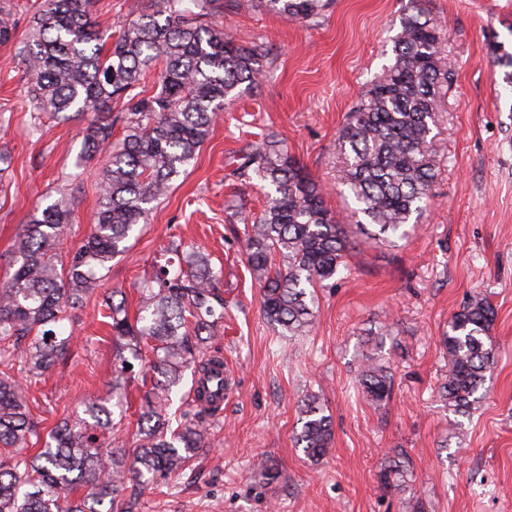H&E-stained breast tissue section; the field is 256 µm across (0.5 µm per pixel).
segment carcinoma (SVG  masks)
<instances>
[{
	"label": "carcinoma",
	"mask_w": 512,
	"mask_h": 512,
	"mask_svg": "<svg viewBox=\"0 0 512 512\" xmlns=\"http://www.w3.org/2000/svg\"><path fill=\"white\" fill-rule=\"evenodd\" d=\"M154 0L152 12L133 20L118 35L92 20L95 0H41L23 45L32 77L28 94L41 112L67 120L99 114L83 137L82 157L102 152L99 207L91 233L67 258L59 251L72 210L61 197L24 225L14 242L18 266L0 283V512H135L139 486L185 468L208 447L206 417L221 408L224 361L196 357L224 319L218 275L201 251L176 253L177 264L156 267L141 286L139 312L130 320L125 302H106L113 339L126 342L131 358L120 357L118 377L132 373L131 360L156 382L140 413L141 439L133 460L64 420L48 433L33 457L21 455L36 425L13 369L12 350L27 344L22 367L29 377L50 371L69 352L65 324L102 281L99 272L127 249L135 227L147 221L151 204L167 195L186 173L210 136L224 105L241 86L257 84L261 54L248 41L209 24L218 0ZM238 9L261 4L285 18H309L324 0H233ZM410 0V13L394 39V63L374 80L348 113L338 139L341 185L352 194L350 225L329 210L325 191L271 136L234 156L232 175L256 180L267 190L265 208L242 218L248 265L261 285L265 318L288 333L306 331L314 314L315 288L347 265L355 233L374 242L407 234L411 220L430 201L436 176L432 126L439 89L453 81L452 66L441 64V27L424 6ZM15 34L9 10L0 8V41ZM505 83L512 84V52L490 46ZM162 65L156 90L134 92L147 71ZM123 101L126 135L112 141V102ZM280 256L282 265L273 262ZM496 314L482 296L471 297L448 322L442 345L448 377L441 396L454 413L468 414L481 403L480 390L494 364L488 343ZM153 340L155 358L143 360L141 343ZM192 371L196 409L171 428L163 402L186 369ZM371 401L390 399L392 378L372 365L361 374ZM112 396L87 409L93 426L106 428ZM297 444L318 460L331 446V421L319 399L306 397L300 408ZM75 486L78 500L68 498Z\"/></svg>",
	"instance_id": "cac0c4a2"
}]
</instances>
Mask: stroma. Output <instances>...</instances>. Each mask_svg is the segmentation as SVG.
<instances>
[{
    "label": "stroma",
    "instance_id": "stroma-1",
    "mask_svg": "<svg viewBox=\"0 0 512 512\" xmlns=\"http://www.w3.org/2000/svg\"><path fill=\"white\" fill-rule=\"evenodd\" d=\"M34 0H12L16 33L0 42V281L16 266L14 240L47 202L73 210L62 239L70 251L98 208L99 155L79 159L94 113L60 121L37 111L22 47ZM409 0H333L308 19L224 6L213 23L259 46L263 73L223 111L168 196L76 312L66 358L26 389L40 434L109 392L119 365L103 305L120 292L136 314L139 290L171 247L203 249L220 275L224 325L203 345L229 373L224 404L210 417L209 446L182 473L148 485L137 512H512V90L490 44L512 51V0H426L445 31L440 54L454 65L442 87L431 201L407 238H355L346 268L317 289L313 326L291 336L267 321L247 264L237 211L258 214V183L237 180L230 158L276 135L324 186L329 209L350 213L336 141L368 83L393 62V39ZM151 0H96L97 24L119 33ZM480 294L496 310L495 360L485 397L455 417L440 394L448 372L441 337L452 315ZM389 368L393 395L374 405L358 383L367 365ZM134 370L112 399L113 447L135 448L145 388ZM320 397L333 421L329 452L310 460L295 445L298 407ZM404 482L380 483L390 462ZM277 476L265 477L267 467Z\"/></svg>",
    "mask_w": 512,
    "mask_h": 512
}]
</instances>
